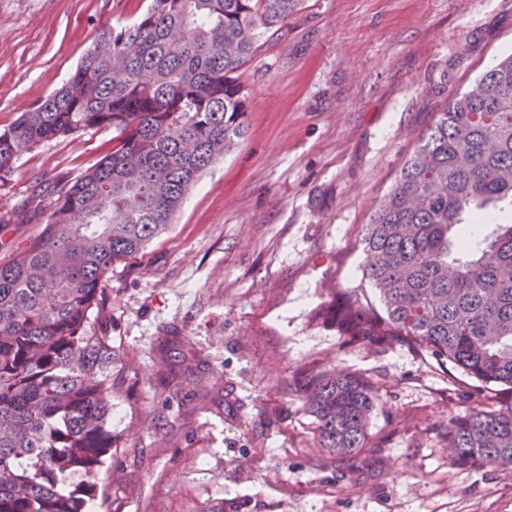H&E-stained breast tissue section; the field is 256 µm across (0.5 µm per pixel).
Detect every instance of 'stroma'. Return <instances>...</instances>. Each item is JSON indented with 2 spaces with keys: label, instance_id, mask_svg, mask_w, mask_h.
Returning a JSON list of instances; mask_svg holds the SVG:
<instances>
[{
  "label": "stroma",
  "instance_id": "35a3bbf8",
  "mask_svg": "<svg viewBox=\"0 0 512 512\" xmlns=\"http://www.w3.org/2000/svg\"><path fill=\"white\" fill-rule=\"evenodd\" d=\"M148 0H0V131L59 88L100 30ZM512 53V0H304L236 74L247 134L166 233L103 282L112 448L90 512H512V471L449 461L468 379L394 344L353 349L320 315L419 135ZM113 133L43 144L0 189V263L43 225L41 189L111 153ZM31 220L15 221L18 211ZM166 340L171 370L158 375ZM339 369L377 393L365 448L317 449L297 387ZM223 391L198 384V372Z\"/></svg>",
  "mask_w": 512,
  "mask_h": 512
}]
</instances>
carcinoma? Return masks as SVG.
<instances>
[{"label":"carcinoma","instance_id":"cac0c4a2","mask_svg":"<svg viewBox=\"0 0 512 512\" xmlns=\"http://www.w3.org/2000/svg\"><path fill=\"white\" fill-rule=\"evenodd\" d=\"M303 0H150L103 28L69 78L0 132V188L42 144L93 129L112 153L46 189L41 232L0 265V512H86L112 447V338L87 331L115 263L163 234L203 172L245 136L234 74ZM512 54L454 96L381 198L356 286L322 312L354 348L405 345L461 371L477 408L448 420L455 467L512 468ZM494 226L481 240L477 221ZM317 447H365L359 376L302 389Z\"/></svg>","mask_w":512,"mask_h":512}]
</instances>
